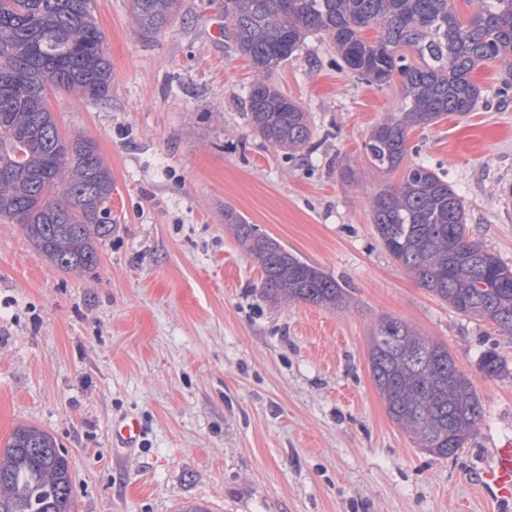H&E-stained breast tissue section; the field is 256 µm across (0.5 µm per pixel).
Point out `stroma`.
Returning a JSON list of instances; mask_svg holds the SVG:
<instances>
[{"instance_id": "obj_1", "label": "stroma", "mask_w": 512, "mask_h": 512, "mask_svg": "<svg viewBox=\"0 0 512 512\" xmlns=\"http://www.w3.org/2000/svg\"><path fill=\"white\" fill-rule=\"evenodd\" d=\"M93 10L112 94L62 92L50 108L112 172V233L79 275L0 223V447L24 424L50 432L70 462L74 512H512L480 484L512 443V335L420 287L371 221L369 197L401 174L374 170L364 144L400 84L337 70L328 40L309 37L270 76L319 143L288 161L248 124V60L212 34L224 0H183V20L157 34L136 30L129 0ZM511 78L479 67L475 111L408 139L510 267L512 95L499 90ZM228 209L349 288L348 307L266 301ZM386 316L447 345L477 389L484 416L456 456L418 448L388 417L367 352ZM490 349L506 364L496 379L478 369ZM126 413L148 429L137 455L112 447Z\"/></svg>"}]
</instances>
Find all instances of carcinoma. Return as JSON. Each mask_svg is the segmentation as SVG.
Here are the masks:
<instances>
[{
    "label": "carcinoma",
    "mask_w": 512,
    "mask_h": 512,
    "mask_svg": "<svg viewBox=\"0 0 512 512\" xmlns=\"http://www.w3.org/2000/svg\"><path fill=\"white\" fill-rule=\"evenodd\" d=\"M224 0L225 46L245 57L253 132L288 159L319 143L308 113L269 81L310 36L328 38L332 65L384 87L399 81L398 111L365 142L371 166L402 170L400 184L370 201L378 240L423 288L458 313L512 334V269L474 239L448 174L406 162L408 133L473 111L482 91L473 71L496 62L512 72V0ZM182 0H131L137 29L159 33L181 17ZM377 31L374 40L363 37ZM92 0H0V221L19 224L58 270L81 274L99 262L112 233V174L95 141L60 133L47 90L99 101L112 91V63ZM243 249L259 263L261 294L274 305L340 308L348 291L230 210ZM371 379L390 418L428 453L454 456L483 416L481 400L448 346L393 317L369 339ZM493 350L479 371L499 378ZM0 512H73L72 476L55 437L18 426L0 448Z\"/></svg>",
    "instance_id": "obj_1"
}]
</instances>
